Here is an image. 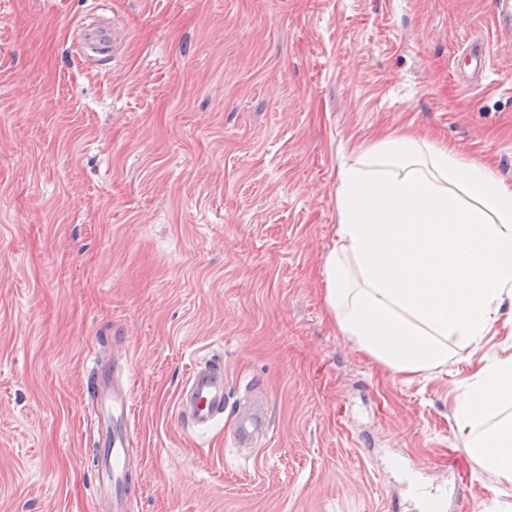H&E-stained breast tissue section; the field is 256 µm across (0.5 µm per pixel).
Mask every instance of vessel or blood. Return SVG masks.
Instances as JSON below:
<instances>
[{
    "instance_id": "b4317fda",
    "label": "vessel or blood",
    "mask_w": 512,
    "mask_h": 512,
    "mask_svg": "<svg viewBox=\"0 0 512 512\" xmlns=\"http://www.w3.org/2000/svg\"><path fill=\"white\" fill-rule=\"evenodd\" d=\"M494 19L499 35L512 40V0H495ZM125 38L116 25L87 23L80 30L78 51L85 61L97 63L99 55L120 47ZM469 60L466 80L483 78L492 67L491 50L482 42L466 49ZM252 403H237L236 420L230 441L248 448L267 429L263 399L257 398V386H250ZM91 398V430L94 490L107 512H133L139 480L128 468L134 438L130 429L132 412L131 383L120 361L111 368L93 367L88 378ZM229 403L224 383V362L213 356L196 365L182 389L178 420L189 430L204 429L223 418Z\"/></svg>"
}]
</instances>
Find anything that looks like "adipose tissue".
Segmentation results:
<instances>
[{
  "label": "adipose tissue",
  "instance_id": "adipose-tissue-1",
  "mask_svg": "<svg viewBox=\"0 0 512 512\" xmlns=\"http://www.w3.org/2000/svg\"><path fill=\"white\" fill-rule=\"evenodd\" d=\"M335 240L322 264L342 335L414 378L481 354L512 302V183L447 144L375 136L339 167ZM454 418L470 452L512 486V355H481Z\"/></svg>",
  "mask_w": 512,
  "mask_h": 512
}]
</instances>
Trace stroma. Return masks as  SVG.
I'll use <instances>...</instances> for the list:
<instances>
[{
	"mask_svg": "<svg viewBox=\"0 0 512 512\" xmlns=\"http://www.w3.org/2000/svg\"><path fill=\"white\" fill-rule=\"evenodd\" d=\"M126 31L86 63L80 24ZM492 0H0V512H102L86 377L126 357L135 512H420L501 496L454 402L478 361L404 381L330 320L321 262L347 149L411 131L512 182V50ZM259 381L270 427L178 422L191 369ZM465 54L469 59L468 71L465 72V76L459 77L460 80L468 82L474 79H482L487 72L491 71L492 59L488 42L472 45L465 50Z\"/></svg>",
	"mask_w": 512,
	"mask_h": 512,
	"instance_id": "stroma-1",
	"label": "stroma"
}]
</instances>
